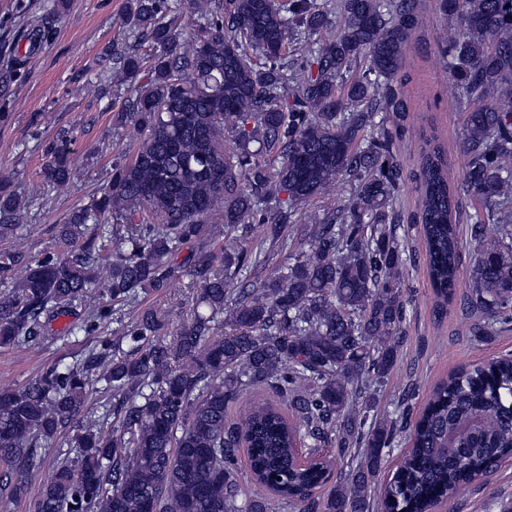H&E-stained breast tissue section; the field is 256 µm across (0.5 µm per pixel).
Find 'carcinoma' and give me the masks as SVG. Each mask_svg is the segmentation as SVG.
Masks as SVG:
<instances>
[{
    "instance_id": "cac0c4a2",
    "label": "carcinoma",
    "mask_w": 512,
    "mask_h": 512,
    "mask_svg": "<svg viewBox=\"0 0 512 512\" xmlns=\"http://www.w3.org/2000/svg\"><path fill=\"white\" fill-rule=\"evenodd\" d=\"M204 26L192 39L164 21L171 0H126L138 46L100 57L134 98L117 120L136 141L112 162L106 187L59 225L54 251L29 264L0 251V348H22L59 316L84 310L68 334L90 332L115 305L168 287L171 260L201 238L205 221L224 236L183 268L199 281L195 312L170 339L146 311L73 364L54 363L20 388L0 389V467L14 495L39 478L35 453L72 428L74 456L43 481L35 512H430L473 474L512 453V359L461 369L433 390L415 422L368 423L376 387L392 372L406 319L407 258L397 230L401 145L373 134L380 112H404L389 80L422 24L417 0H189ZM464 30L452 51L448 90L463 104L462 182L448 176V147L423 138L413 173L437 313L455 294L462 236L471 225L472 287L464 305L485 314L470 333L512 322V8L504 0H437ZM51 18L20 34L37 47ZM72 178L64 143L48 151L29 195ZM342 180L345 205L294 223L295 208ZM286 199H281V195ZM479 207L462 211V195ZM24 203L0 175V239H23ZM136 224L119 237L108 219ZM262 235L249 237L254 224ZM273 275L234 287L278 255ZM224 328V334L217 333ZM128 343L125 352L120 344ZM103 382L112 413L84 412ZM286 397V410L253 403L236 424L229 405L254 389ZM412 448L385 485L370 488L396 432ZM330 445L358 464L328 482ZM245 450L252 491L242 496Z\"/></svg>"
}]
</instances>
